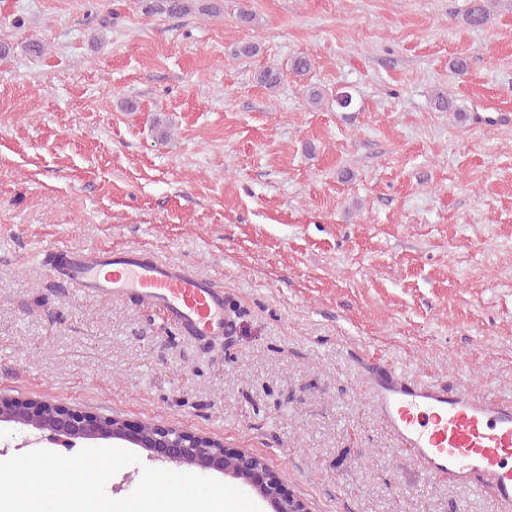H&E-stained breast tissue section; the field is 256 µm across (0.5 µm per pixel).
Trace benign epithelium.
Returning <instances> with one entry per match:
<instances>
[{
  "label": "benign epithelium",
  "instance_id": "7a95c632",
  "mask_svg": "<svg viewBox=\"0 0 512 512\" xmlns=\"http://www.w3.org/2000/svg\"><path fill=\"white\" fill-rule=\"evenodd\" d=\"M18 433L47 431L74 446L97 440L124 441L149 452V458L203 473L219 472L253 491L269 512H310L308 502L285 492L266 461L247 452H230L224 443L179 427L133 425L117 416H99L46 400L0 394V426Z\"/></svg>",
  "mask_w": 512,
  "mask_h": 512
}]
</instances>
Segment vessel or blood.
I'll return each mask as SVG.
<instances>
[{
    "label": "vessel or blood",
    "instance_id": "1",
    "mask_svg": "<svg viewBox=\"0 0 512 512\" xmlns=\"http://www.w3.org/2000/svg\"><path fill=\"white\" fill-rule=\"evenodd\" d=\"M66 277L102 297L133 295L200 342L227 336L223 291L192 270L144 259L137 249L52 248ZM370 399L410 458L432 474L492 495L512 512V402L478 399L463 386L417 384L402 371L371 366Z\"/></svg>",
    "mask_w": 512,
    "mask_h": 512
}]
</instances>
